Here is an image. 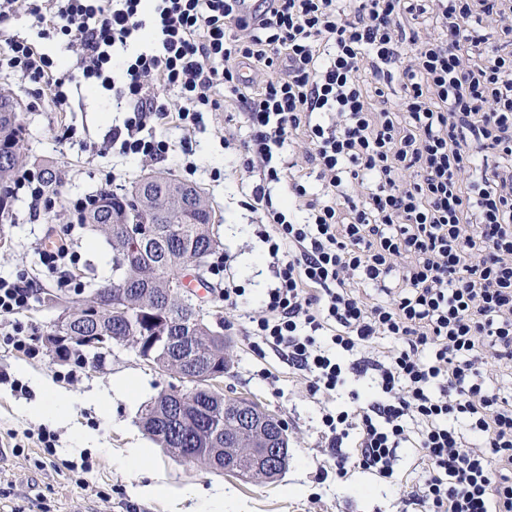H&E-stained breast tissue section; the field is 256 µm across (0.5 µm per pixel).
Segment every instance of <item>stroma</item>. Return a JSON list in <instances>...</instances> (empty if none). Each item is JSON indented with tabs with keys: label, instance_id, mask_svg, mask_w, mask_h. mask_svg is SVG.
<instances>
[{
	"label": "stroma",
	"instance_id": "stroma-1",
	"mask_svg": "<svg viewBox=\"0 0 512 512\" xmlns=\"http://www.w3.org/2000/svg\"><path fill=\"white\" fill-rule=\"evenodd\" d=\"M0 88L9 90L25 108L29 166L50 162L61 182L54 196L56 205L49 211L33 207L25 195H15L12 219L6 226L10 247L0 250V276L22 273L35 279L41 291L62 290L69 295L75 286L89 281H110L111 247L102 234L73 223L67 200L97 194L115 178L131 187L151 171L187 178L182 164L188 159L197 166L188 178L211 202L214 228L222 248L237 256L241 284L255 296L273 285L272 272L257 271L249 264L264 245L241 205L237 181L221 176L225 164L238 160L233 149L225 148V136L240 140L246 134L233 107L206 114L204 126L189 139L175 125L157 126L171 151L165 160L141 163L112 146V128L122 124L125 115L116 111L110 94H89L82 87H72L70 111L58 112L48 101L27 109L29 83L21 75L0 74ZM187 143L192 146L188 156L183 153ZM51 238L69 241L78 256L69 273L72 286L62 287L57 274L40 262ZM216 261L213 255L207 259L208 289L203 297L231 356L219 390L230 398L253 400L284 422L291 454L285 475L274 483H247L225 471L176 461L145 433L140 410L160 392L181 387L178 374L159 371L120 345L100 360L94 359L91 350L75 347L68 361H59L42 346L57 313L34 297L15 320L39 345L38 355L24 357L0 340V512H203L208 496L217 493L224 496V512H417L416 506L401 502L399 492H368L372 479L366 474L354 475V482L366 490L351 496L337 492L334 479H321L327 455L319 446V407L277 354L269 351L260 356L250 348L244 319L224 306ZM43 380L63 395L77 397L71 420L48 423L24 414V406L39 398ZM122 380L135 382L130 396L98 401V394ZM44 431L54 437L55 456L43 457L39 449L38 436ZM83 431L90 435L85 443L79 439ZM127 448L150 449L148 467L141 476H134L121 463ZM66 460L92 464L87 475L92 491L76 485L74 474L62 466ZM139 479L160 484L163 494L135 495L132 487ZM315 493L321 496L316 503L310 500Z\"/></svg>",
	"mask_w": 512,
	"mask_h": 512
}]
</instances>
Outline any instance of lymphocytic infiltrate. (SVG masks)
<instances>
[{
	"label": "lymphocytic infiltrate",
	"mask_w": 512,
	"mask_h": 512,
	"mask_svg": "<svg viewBox=\"0 0 512 512\" xmlns=\"http://www.w3.org/2000/svg\"><path fill=\"white\" fill-rule=\"evenodd\" d=\"M240 2L0 0V72L60 112L74 80L111 92L112 141L144 161L170 151L148 125L229 99L275 278L249 344L319 403L342 492L361 471L425 512H512V5ZM21 10L74 68L8 30Z\"/></svg>",
	"instance_id": "obj_1"
}]
</instances>
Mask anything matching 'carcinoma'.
Returning a JSON list of instances; mask_svg holds the SVG:
<instances>
[{"mask_svg":"<svg viewBox=\"0 0 512 512\" xmlns=\"http://www.w3.org/2000/svg\"><path fill=\"white\" fill-rule=\"evenodd\" d=\"M26 126L23 113L17 109L14 98L0 90V223L8 220L11 208L9 188L26 161ZM149 216L156 224L171 230L177 244L170 246L169 253L159 248L138 253L134 261L127 259L131 252L130 240L118 235L107 234L112 248V283L110 297L121 295L131 304L130 310L142 313L148 307H163L169 316L153 325L151 330L167 333L185 339L186 351L178 354L169 349L157 352L158 360L172 363L184 360V365L198 371L211 359L218 357L229 367L224 352V336L212 329L211 325L195 310L191 299L179 298L171 288L172 280L188 265L211 255L219 246L213 232L214 210L206 195L197 187L180 182L171 176H161L143 196L137 194V187L122 193L103 190L97 194L95 206L86 213L83 223L95 230L106 231L113 227V221H126L130 213ZM103 285L91 286L82 292V297L72 300L59 294H49L42 302L55 309H65L76 315L80 304L97 295ZM76 336H111L118 344H123L127 335L124 321L104 315L96 326H83L76 321L72 324ZM183 421L179 426L188 430V436L179 442L169 438L167 427L173 423L168 416L169 406L175 396L160 394L145 404L140 411V420L145 432L160 447L175 458L186 463L201 461L207 465L214 459V442L205 434H198L192 428L196 418L203 415L213 423L223 425L222 445L247 447L252 441L249 432H238L233 428V415L237 400L226 398L221 392L209 388L198 392L197 402L204 411L188 403L190 395H185ZM233 461L230 473L245 481L258 479L257 462L246 454L238 453L229 457Z\"/></svg>","mask_w":512,"mask_h":512,"instance_id":"cac0c4a2","label":"carcinoma"}]
</instances>
